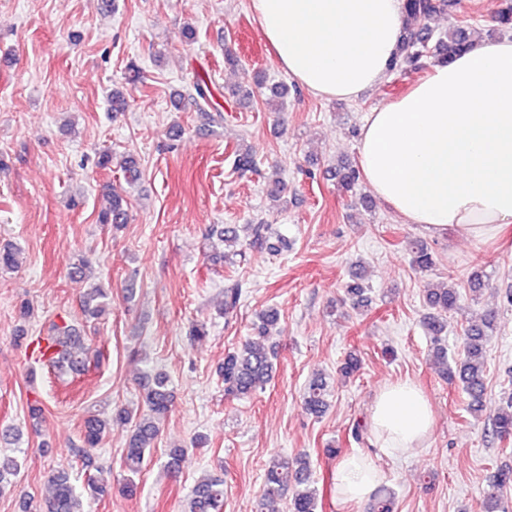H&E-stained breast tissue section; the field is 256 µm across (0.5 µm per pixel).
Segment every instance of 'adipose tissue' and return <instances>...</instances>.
<instances>
[{"label":"adipose tissue","mask_w":512,"mask_h":512,"mask_svg":"<svg viewBox=\"0 0 512 512\" xmlns=\"http://www.w3.org/2000/svg\"><path fill=\"white\" fill-rule=\"evenodd\" d=\"M281 69L301 88L349 99L390 72L405 0H250ZM373 193L434 238L512 244V38L476 43L430 67L398 100L373 109L360 136ZM431 402L411 382L385 385L368 427L377 448L405 456L434 428ZM339 496L362 502L383 481L366 453L337 461Z\"/></svg>","instance_id":"obj_1"}]
</instances>
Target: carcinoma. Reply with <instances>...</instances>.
<instances>
[{
	"instance_id": "1",
	"label": "carcinoma",
	"mask_w": 512,
	"mask_h": 512,
	"mask_svg": "<svg viewBox=\"0 0 512 512\" xmlns=\"http://www.w3.org/2000/svg\"><path fill=\"white\" fill-rule=\"evenodd\" d=\"M457 5L455 0H407L404 33L401 46L392 62V71L406 72L424 67L425 59L434 57L446 59L460 53L474 44L472 27L463 20L448 27L441 33L434 47L429 42L434 29L427 22ZM494 21L500 30L512 29V0H503L495 11ZM190 99L199 111L204 112L211 106V89L206 78L197 76L192 85ZM235 168L245 172L255 170V160L250 151L237 147L233 151ZM337 187L343 193L353 191L360 180V172L350 163H343L336 170ZM128 212L124 207L121 194L112 192V204L99 214V223L115 227L127 223ZM249 234L240 239L239 226L226 224L216 229L218 240L230 251L224 253V260L232 263L237 256H244L248 249H267L272 253L279 248L269 242V225L263 221L248 224ZM411 264L420 272H427L435 264L434 254L428 244L416 240L411 244ZM244 295L242 283L229 280L224 285V317L234 315ZM460 292L457 288L446 286L431 288L426 301L431 309L423 319V326L433 344V355L447 376L459 379L462 388L470 398L469 409L479 412L487 390V365L484 358L489 333L493 332L496 314L490 311L484 320L464 328V342L461 354L448 357L445 334L448 331V314L459 307ZM109 294L101 287L87 290L83 296L82 308L94 314L108 304ZM280 321L279 310L269 307L259 314L256 324V338L246 341L241 347L224 354V362L219 374L224 384V398L242 399L261 390L268 384L273 372L275 352L263 344V340ZM36 349L55 353L49 358L55 362L65 358L79 365H85L89 349L83 339L62 325L55 329L52 336L36 341ZM361 369V360L351 351L338 368V375L344 379L355 377ZM144 410L138 415L125 408H118L112 414V421L131 428L121 463L131 476L139 475L150 461V450L155 447L160 429L159 422L171 409L172 395L169 380L162 373L145 376L143 385ZM330 389L326 377L317 375L311 378L303 393L305 409L309 414L320 417L329 406ZM495 433L502 441L512 439V391L503 393L497 412L492 417ZM110 421V422H112ZM110 422L97 416H90L84 422L82 446L72 449L74 456L85 468H93L98 476L88 481L87 490L79 491L72 482L71 475L64 471H54L48 481L51 494L38 505L22 498V512H88L91 500L106 492V480L102 477L103 467L95 464L88 449L98 447ZM19 461L15 457L0 456V492L5 488L8 477L17 473ZM310 462L301 454L294 459L276 456L264 473L262 487V506L267 507L282 499L288 490H293L289 503V512H316L317 490L308 487ZM512 487V466L500 468L483 496V512H508L505 506L504 490ZM188 512H224V479L212 477L203 479L193 488Z\"/></svg>"
}]
</instances>
